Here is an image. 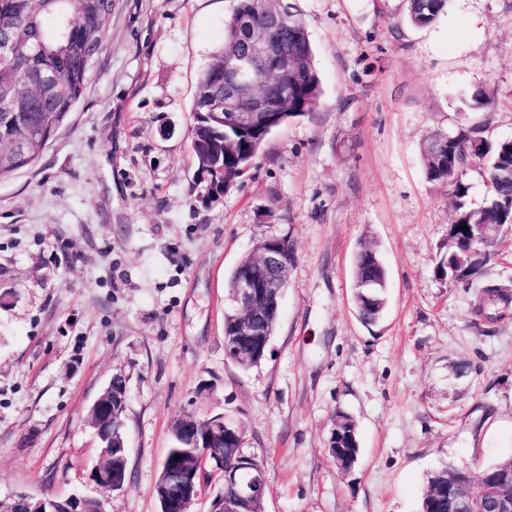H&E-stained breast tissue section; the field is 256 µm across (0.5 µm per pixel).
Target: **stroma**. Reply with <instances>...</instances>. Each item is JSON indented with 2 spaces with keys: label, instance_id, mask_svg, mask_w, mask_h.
I'll return each instance as SVG.
<instances>
[{
  "label": "stroma",
  "instance_id": "1",
  "mask_svg": "<svg viewBox=\"0 0 512 512\" xmlns=\"http://www.w3.org/2000/svg\"><path fill=\"white\" fill-rule=\"evenodd\" d=\"M315 53V112L273 131L223 200L192 193V104L232 0H115L68 122L0 179V501L93 496L160 512L155 486L185 416L223 415L265 463V512H420L427 475L512 459V230L468 281L440 276L453 217L428 182L434 132L512 139V0H448L429 28L407 0H287ZM495 92L490 109L473 93ZM263 236L295 260L265 359L224 353L226 283ZM374 245L388 306L351 302ZM127 379L128 485L97 486L89 410ZM358 427L350 472L328 453L337 412ZM512 302V292L507 286L490 284L483 287L476 312L481 315L487 307H495L499 304L507 306Z\"/></svg>",
  "mask_w": 512,
  "mask_h": 512
}]
</instances>
